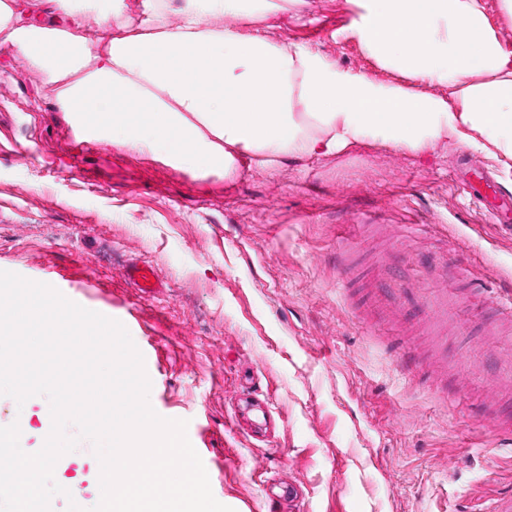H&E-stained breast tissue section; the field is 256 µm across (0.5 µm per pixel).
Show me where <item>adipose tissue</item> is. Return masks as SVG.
Returning a JSON list of instances; mask_svg holds the SVG:
<instances>
[{"label":"adipose tissue","instance_id":"1","mask_svg":"<svg viewBox=\"0 0 512 512\" xmlns=\"http://www.w3.org/2000/svg\"><path fill=\"white\" fill-rule=\"evenodd\" d=\"M72 2L0 0V32L84 135L229 182L359 147L422 160L445 142L512 171V46L481 0H346L350 36L403 83L269 40L262 23L303 0H140L135 26L126 0H92L93 25Z\"/></svg>","mask_w":512,"mask_h":512}]
</instances>
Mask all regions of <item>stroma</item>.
<instances>
[{"instance_id":"35a3bbf8","label":"stroma","mask_w":512,"mask_h":512,"mask_svg":"<svg viewBox=\"0 0 512 512\" xmlns=\"http://www.w3.org/2000/svg\"><path fill=\"white\" fill-rule=\"evenodd\" d=\"M351 18L345 0H308L300 16L268 19L266 33L402 82L362 56ZM460 155L512 193V173L447 144L425 161L359 148L231 183L196 178L80 136L45 74L0 47V270L125 326L152 408L187 421L215 499L233 512H280L268 495L275 479L298 489L294 512H486L512 491V439L403 375L383 332L345 300L336 265L352 225L421 224L409 256L454 249L487 299L506 298L512 234L454 184ZM132 259L155 266L160 294L131 288L122 267ZM247 390L275 421L260 440L233 424ZM49 413L46 397L20 407L0 396V427L21 423L27 453L42 448ZM99 475L91 442L80 441L54 469L55 480L79 482L51 512L72 501L90 512Z\"/></svg>"}]
</instances>
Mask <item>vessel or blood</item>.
<instances>
[{
	"label": "vessel or blood",
	"mask_w": 512,
	"mask_h": 512,
	"mask_svg": "<svg viewBox=\"0 0 512 512\" xmlns=\"http://www.w3.org/2000/svg\"><path fill=\"white\" fill-rule=\"evenodd\" d=\"M454 177L473 204L490 221L512 227V196L499 194L486 177L466 161H458ZM417 224L392 227L391 245L370 276L366 310L371 324L387 333H400L404 340L394 354L401 370L417 378L425 366H432L438 394L448 402L470 394L471 379L483 382L484 402L478 406L480 418L498 435L512 436V298L494 304L491 317L477 319L483 295L477 289L472 264L440 251L419 264H410L402 251V240L415 237ZM125 275L141 293L149 295L161 282L153 265L141 262L126 266ZM490 336L494 344L474 358L468 370H461L460 358L448 349L449 335L465 336L472 330Z\"/></svg>",
	"instance_id": "b4317fda"
}]
</instances>
